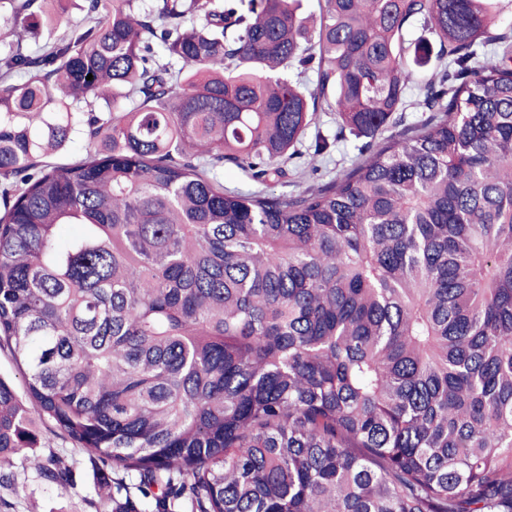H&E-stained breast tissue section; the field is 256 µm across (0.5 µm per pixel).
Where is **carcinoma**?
<instances>
[{
    "label": "carcinoma",
    "instance_id": "1",
    "mask_svg": "<svg viewBox=\"0 0 512 512\" xmlns=\"http://www.w3.org/2000/svg\"><path fill=\"white\" fill-rule=\"evenodd\" d=\"M64 2L0 9L13 36ZM101 2L41 53L0 51V350L26 387L0 379V508L17 459L70 484L49 426L111 468L112 512H512L495 0H316L313 28L300 0ZM414 21L438 69L395 135L429 61ZM323 112L336 132L301 150ZM349 137L356 161L290 196L215 173L315 171ZM406 38L409 42H411V51L413 53V49L415 45L418 46H429L431 53V63L426 67H418L413 66L415 69V79L416 82L420 81L422 78L428 76L432 72L431 66L435 62V54L438 50V44L435 41V38L432 34H430L426 29L422 27L420 22H414L408 29Z\"/></svg>",
    "mask_w": 512,
    "mask_h": 512
}]
</instances>
